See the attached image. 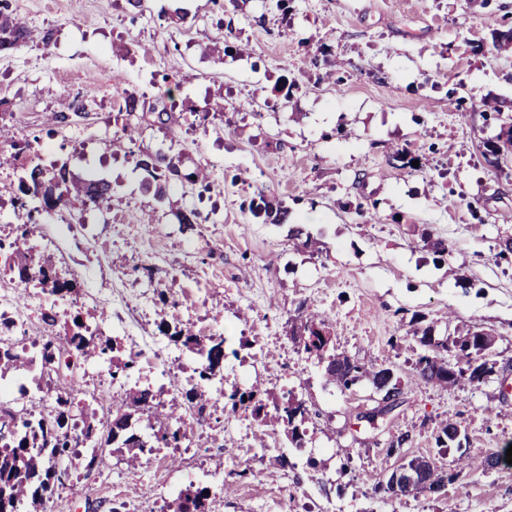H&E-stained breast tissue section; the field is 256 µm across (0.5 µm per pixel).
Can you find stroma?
Returning a JSON list of instances; mask_svg holds the SVG:
<instances>
[{"mask_svg": "<svg viewBox=\"0 0 512 512\" xmlns=\"http://www.w3.org/2000/svg\"><path fill=\"white\" fill-rule=\"evenodd\" d=\"M12 15L55 33L0 55V123L27 138L43 164L67 160L78 176L112 181V206L74 201L45 217L30 238L55 254L81 292L75 307L37 283L21 303L40 304L56 327L38 323L23 344L61 341L79 310L107 314L105 336L133 357L110 404L132 388L175 404L187 438L128 466L113 454L104 467L74 462L47 512H168L162 484L226 485L207 512H512V465L485 469L512 447V156L493 164L483 143L512 119V48L495 32L512 27V0H9ZM189 15L179 21L173 11ZM233 51L215 61L210 46ZM173 91L167 126L140 122L137 148L164 153L181 172L204 167L216 189L177 183L157 206L133 158L113 153L126 94ZM87 102L83 117L48 125L61 98ZM223 98L224 111L199 126L194 111ZM500 112H491L488 102ZM416 157L403 165L397 153ZM0 140V238L26 220L9 199L20 161ZM282 202L288 225L255 219L258 194ZM205 220L180 224L179 211ZM303 225L318 253L297 249L289 224ZM446 253L436 257L435 244ZM177 302L183 329L222 335L224 378L240 389L290 390L309 409L304 444L249 410L225 414L219 387L198 412L187 398L200 358L179 344L173 374L153 367V349L133 348L129 332L159 336L164 301ZM324 319L326 354L392 369L400 403L371 425L361 411L381 393L369 379L343 390L324 364L289 334L292 320ZM435 338L478 328L496 338L493 371L452 390L419 383L418 333ZM456 441L438 447L442 421ZM410 440L396 454L401 434ZM429 459L455 473L442 491L384 493L400 464ZM466 464L457 471L456 460Z\"/></svg>", "mask_w": 512, "mask_h": 512, "instance_id": "35a3bbf8", "label": "stroma"}]
</instances>
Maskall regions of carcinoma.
<instances>
[{"mask_svg": "<svg viewBox=\"0 0 512 512\" xmlns=\"http://www.w3.org/2000/svg\"><path fill=\"white\" fill-rule=\"evenodd\" d=\"M51 29L37 30L20 22L11 14L0 10V52H8L30 43L38 42L48 46L53 42ZM175 107L172 95L160 97L151 104H146L143 96L129 93L124 97L119 113L125 116L122 135L112 140L116 151H124L135 159V167L154 181L158 182L155 200L161 204L167 197L166 185L171 181L186 179L199 183L204 190H211L207 174L201 168L185 176L166 156L161 153L132 149L135 133L141 116L140 110L146 108L156 114L159 124H166V117ZM84 105L78 98L66 99L63 111L51 116V120L62 122L68 114L82 116ZM512 152V124L501 127L496 138L484 143V154L499 159L504 153ZM115 187L103 178H80L76 176L65 161L42 167L34 165L21 167L17 177L14 207L26 212V222L20 225L19 234L13 240L14 246L10 271L21 283L37 281L48 288L54 295L72 294L77 290V283L65 278L59 271L54 254L44 252L34 258L27 247L33 236L36 221L33 213L49 214L75 198L85 206L93 208L108 207L112 204ZM249 209L256 218L272 219L275 224L288 220V208L273 207L264 196L251 199ZM292 335L303 337L304 351L322 356L328 339L324 320L312 314L300 320V325L293 327ZM170 338L191 349L201 357L198 378L208 382L224 363V337L204 338L188 331L174 330ZM69 344L67 358H62L53 342L48 341L28 354L17 352L10 343L0 345V379L20 375L31 371L39 365L56 369L60 366L71 367L70 356L88 361L92 358H104L112 366V377L124 375L134 368L135 361L130 358L121 360L113 356L116 344L103 336L99 327H91L86 322L73 318L72 325L66 332ZM420 343L424 352L419 355L415 372L418 381L438 386L445 390L456 387L461 381L480 383L492 372L485 356L494 345V336L484 330L468 329L450 339L437 340L431 331L423 329ZM327 380L343 389L357 384L362 377L369 376L374 387L389 395L399 394L397 384L393 383V372L380 365L370 368L358 363L347 355H333L324 359ZM46 383L53 386L58 394L54 405L46 414L33 415L24 420L11 421L10 428H0V512H38V506L50 498L55 480L62 473V467L73 464L79 457L72 441L91 443V453L87 467L102 465L108 453L106 446L114 445L117 450H127L126 463L133 465L140 459L146 447H155L160 443L178 447L184 438L180 427V417L174 412L159 410L161 404H153L154 395L148 389H137L129 393L125 403L112 409V422L104 425L107 437L105 442L98 441V424L93 420H82L78 426L72 414L71 381L67 377L55 375L47 378ZM241 407H250L259 416L266 409V404L255 390H241L237 387L224 394V412L234 414ZM150 412V417L161 422L153 433V441L139 435L132 427L133 413L143 410ZM275 421L285 426L289 440L297 448L303 447V434L299 424L308 416L304 402L288 396L273 404ZM444 477L424 469L418 482L398 490L386 484L383 490L391 494L409 495L411 493L431 492ZM209 498L205 488L180 492L174 499L173 512H204V501Z\"/></svg>", "mask_w": 512, "mask_h": 512, "instance_id": "cac0c4a2", "label": "carcinoma"}]
</instances>
